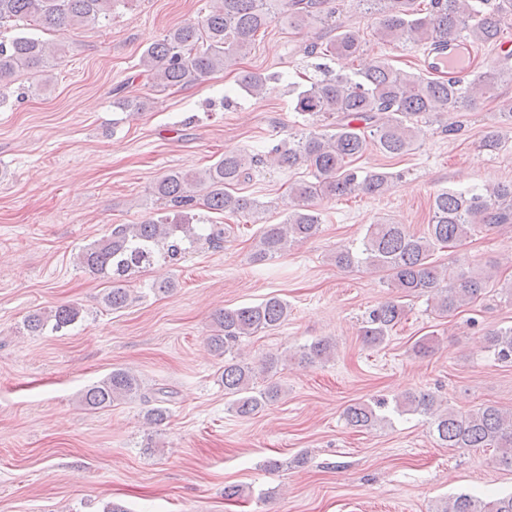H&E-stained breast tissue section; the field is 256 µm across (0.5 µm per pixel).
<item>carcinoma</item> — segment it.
Here are the masks:
<instances>
[{
    "label": "carcinoma",
    "mask_w": 512,
    "mask_h": 512,
    "mask_svg": "<svg viewBox=\"0 0 512 512\" xmlns=\"http://www.w3.org/2000/svg\"><path fill=\"white\" fill-rule=\"evenodd\" d=\"M120 0H0V27L17 22L66 34L112 17ZM364 14L376 19V32L386 40L437 46L456 39L476 45H494L512 19V0H430L422 9L418 0H358ZM288 26L304 30L320 23L334 35L323 36L304 47L308 55L322 54L352 58L359 54L360 34L336 25V10L329 0H217L212 10L197 22L175 27L142 53L140 66L158 87H181L201 81L217 71L237 65L251 51L257 33L277 15ZM60 44L18 35L0 42V95L19 71L41 72ZM512 82V64L504 60L487 65L472 78L434 77L408 73L385 61H376L363 71L314 78L296 88L293 110L316 122L327 121L325 130H301L273 146L265 158L227 151L201 173L170 171L155 185L154 193L165 207L175 211L170 217L156 214L139 224H114L110 233L85 246L78 265L85 272L106 277L111 288L106 306L118 310L129 299L123 282L150 267L158 259L175 260L201 240L220 245L228 228L210 224L201 228L179 214L199 206L207 211L241 218H258L263 203L236 191L250 177L253 166L267 161L284 169L307 167L315 181L297 182L290 187L285 218L278 224H264L255 238V258L266 260L282 254L288 246L305 242L321 232V213L314 200L345 196L355 192L382 195L394 174L362 171L352 162L373 145L389 157L409 154L416 145L418 128L414 122L435 116L453 130L451 114L474 105L504 79ZM240 86L250 95L263 94L266 77L261 73L241 75ZM427 233L416 236L404 224L369 225L359 244L336 249L333 261L349 269L363 266L384 272L389 285L406 296L426 295L441 317L475 303L488 288L491 276L461 272L450 284L432 261L435 249L456 245L476 229L489 231L512 224V182L483 189L443 190L433 196ZM80 310L61 305L50 312H36L23 322L31 335L55 332L74 323ZM406 316L397 301H386L371 309L362 320L360 336L365 344L381 345ZM288 318V304L272 296L258 304L224 308L212 315L209 347L227 355L242 338L274 329ZM489 347L498 360L512 362V325L487 333ZM333 345L320 339L303 346L295 356L313 364L331 357ZM255 368L245 361L224 360V396L231 411L239 416L258 413L277 401L281 388L271 384L254 386ZM143 389L139 377L116 369L89 387L83 402L101 409L133 398ZM146 419L161 425L168 419L165 399ZM384 399L374 403L356 402L344 412L347 423L369 428L385 420ZM398 414H419L429 420L439 444L444 448H494L495 465L512 471V411L494 405L462 413L442 410L429 393L409 392L394 399ZM437 512H512V494L485 500L462 492L444 502Z\"/></svg>",
    "instance_id": "cac0c4a2"
}]
</instances>
